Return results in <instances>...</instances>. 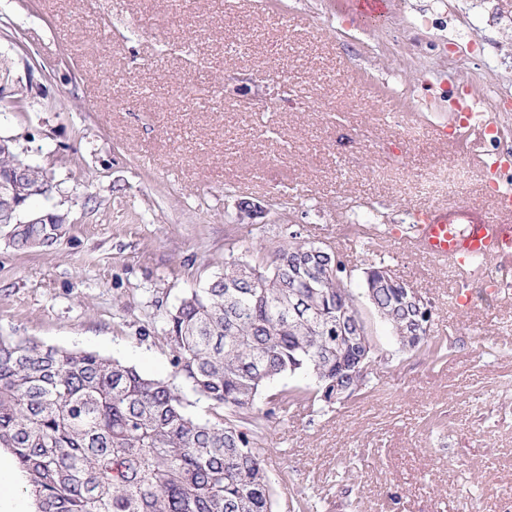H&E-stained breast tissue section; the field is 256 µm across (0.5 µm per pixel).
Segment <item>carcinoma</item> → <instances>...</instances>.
Segmentation results:
<instances>
[{
	"instance_id": "obj_1",
	"label": "carcinoma",
	"mask_w": 512,
	"mask_h": 512,
	"mask_svg": "<svg viewBox=\"0 0 512 512\" xmlns=\"http://www.w3.org/2000/svg\"><path fill=\"white\" fill-rule=\"evenodd\" d=\"M18 224L12 246H50L66 235L61 213ZM343 255L292 232L259 261L234 256L167 314L172 380L95 352L44 348L0 336V447L12 451L37 512H276L267 450L254 418L298 405L329 406L336 387L369 361V336L336 343V321L355 307ZM401 352L430 329L407 286L384 262L361 281ZM309 388L269 392L285 375ZM210 402L202 420L174 381Z\"/></svg>"
}]
</instances>
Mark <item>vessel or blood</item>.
<instances>
[{"label":"vessel or blood","mask_w":512,"mask_h":512,"mask_svg":"<svg viewBox=\"0 0 512 512\" xmlns=\"http://www.w3.org/2000/svg\"><path fill=\"white\" fill-rule=\"evenodd\" d=\"M460 133L454 138L457 153L487 166L486 155L475 153L474 145L482 140L490 127L481 121L460 120ZM495 212H487L467 204L432 206L421 210L409 247L426 257L451 266L465 274L475 257L501 269L512 267V224L499 222V215H512V192H495Z\"/></svg>","instance_id":"obj_1"}]
</instances>
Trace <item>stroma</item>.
Wrapping results in <instances>:
<instances>
[{
	"mask_svg": "<svg viewBox=\"0 0 512 512\" xmlns=\"http://www.w3.org/2000/svg\"><path fill=\"white\" fill-rule=\"evenodd\" d=\"M0 63L20 107L0 136L52 177L53 246L0 227V336L171 374L166 313L291 231L344 255L376 345L369 386L326 412L263 419L279 512H504L512 501V298L456 305L444 264L413 252L432 200L413 184L455 160L460 110L512 152V0H394L377 20L340 0H0ZM414 114L419 140L401 137ZM448 135L436 136L435 126ZM443 203L492 208L512 171L473 164ZM258 205L248 215L241 202ZM382 234L365 253L354 223ZM429 300L441 359L401 354L359 286L372 259Z\"/></svg>",
	"mask_w": 512,
	"mask_h": 512,
	"instance_id": "1",
	"label": "stroma"
}]
</instances>
